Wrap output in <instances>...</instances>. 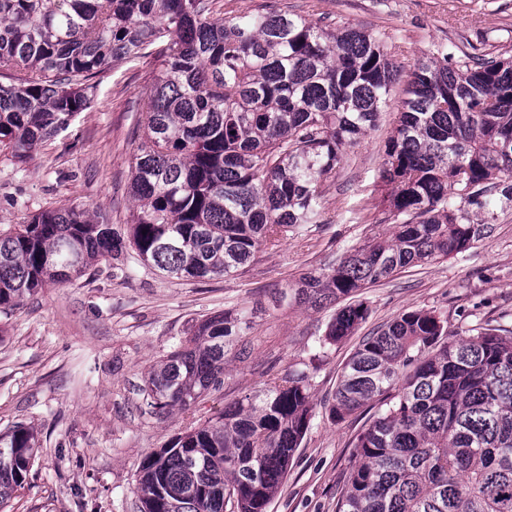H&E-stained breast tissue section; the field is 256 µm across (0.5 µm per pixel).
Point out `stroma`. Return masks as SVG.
Here are the masks:
<instances>
[{
    "instance_id": "stroma-1",
    "label": "stroma",
    "mask_w": 512,
    "mask_h": 512,
    "mask_svg": "<svg viewBox=\"0 0 512 512\" xmlns=\"http://www.w3.org/2000/svg\"><path fill=\"white\" fill-rule=\"evenodd\" d=\"M224 17L282 10L326 24L347 23L382 38L402 74L439 45L469 40L478 51L512 55V0H216ZM160 66L157 48L98 74L94 100L69 128L23 165L0 158V224L42 209H87L117 231L130 221L131 165L144 127L143 98ZM404 98L396 84L377 126L347 148L327 179L323 221L303 225L254 261L214 280L177 279L133 251L104 260L62 285L0 311V431L34 428L39 446L6 512H140V463L203 415L301 373L312 403L309 427L268 512H336L354 461L353 441L370 423V403L344 420L330 414L344 365L363 337L405 311L434 308L456 337L476 322L512 328V205L498 191L467 250L401 269L364 290L370 313L352 336L327 343L335 306L283 299L299 277L327 268L393 226L378 198L384 145ZM225 311L250 316L247 359L224 363V384L200 410L149 412L144 376L192 327Z\"/></svg>"
}]
</instances>
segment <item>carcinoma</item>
Returning <instances> with one entry per match:
<instances>
[{"label": "carcinoma", "instance_id": "carcinoma-1", "mask_svg": "<svg viewBox=\"0 0 512 512\" xmlns=\"http://www.w3.org/2000/svg\"><path fill=\"white\" fill-rule=\"evenodd\" d=\"M215 0H0V154L18 163L93 102L88 81L161 43L131 169L128 240L78 205L0 230V308L64 284L126 245L172 277L228 276L303 224L322 220L326 180L375 125L398 76L380 37L286 12L213 16ZM453 45L414 64L380 178L390 239L300 277L291 299L322 308L412 265L470 247L468 208L500 188L512 202V55ZM369 308L336 312L325 340ZM251 321L210 316L145 382L163 414L224 383ZM435 309L403 312L359 343L333 418L370 401L372 424L336 512H512V329L488 323L447 342ZM305 376L288 373L176 436L139 467L140 512H267L311 416ZM38 439L0 433V507L26 480Z\"/></svg>", "mask_w": 512, "mask_h": 512}]
</instances>
